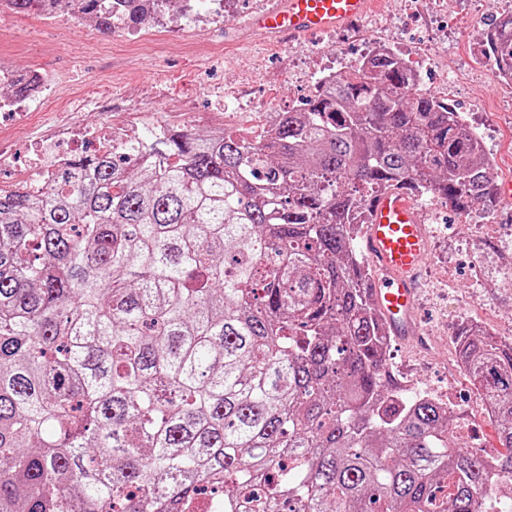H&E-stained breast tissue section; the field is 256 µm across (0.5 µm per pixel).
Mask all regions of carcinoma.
I'll return each instance as SVG.
<instances>
[{"label":"carcinoma","instance_id":"obj_1","mask_svg":"<svg viewBox=\"0 0 512 512\" xmlns=\"http://www.w3.org/2000/svg\"><path fill=\"white\" fill-rule=\"evenodd\" d=\"M104 31L147 0H79ZM512 80V14L483 40ZM497 186L454 105L379 52L250 139L146 127L41 194L0 186V512H495L512 342L455 333L500 447L404 395L357 213Z\"/></svg>","mask_w":512,"mask_h":512}]
</instances>
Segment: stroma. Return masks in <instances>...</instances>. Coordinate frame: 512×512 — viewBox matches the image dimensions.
Wrapping results in <instances>:
<instances>
[{"instance_id": "stroma-1", "label": "stroma", "mask_w": 512, "mask_h": 512, "mask_svg": "<svg viewBox=\"0 0 512 512\" xmlns=\"http://www.w3.org/2000/svg\"><path fill=\"white\" fill-rule=\"evenodd\" d=\"M267 0H232L210 17L198 0L194 22L181 29L115 24L103 32L89 17L62 22L32 13L0 15V52L16 70L45 67L68 76L60 94L75 89L111 98V111L92 107L75 120L93 127L108 118L142 125L170 124L206 134L215 122L259 136L263 114L300 105L323 70L355 60L371 38L393 37L400 51L419 53L424 91L459 108L491 148L498 183L512 181V83L480 77L468 56L481 40L487 15L512 11V0H433L408 14L404 0H374L368 15L347 28L297 41L268 42L243 26ZM492 227L470 223L437 204L424 213L430 248L418 287V338L393 341V366L436 389H452L457 403L479 420L483 445H498L491 422L462 370L454 366L452 334L472 319L512 332V286L502 283L512 265V205L497 203Z\"/></svg>"}]
</instances>
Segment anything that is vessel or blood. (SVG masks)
<instances>
[{
  "label": "vessel or blood",
  "mask_w": 512,
  "mask_h": 512,
  "mask_svg": "<svg viewBox=\"0 0 512 512\" xmlns=\"http://www.w3.org/2000/svg\"><path fill=\"white\" fill-rule=\"evenodd\" d=\"M372 5L373 0H271L269 9L246 19L244 25L263 36L298 37L349 26ZM363 245L367 260L379 271L371 288L374 304L394 336L415 337L417 279L429 249L415 200L392 191L372 201Z\"/></svg>",
  "instance_id": "obj_1"
}]
</instances>
